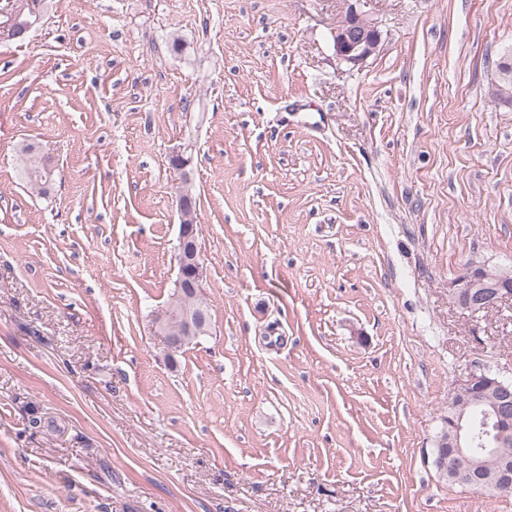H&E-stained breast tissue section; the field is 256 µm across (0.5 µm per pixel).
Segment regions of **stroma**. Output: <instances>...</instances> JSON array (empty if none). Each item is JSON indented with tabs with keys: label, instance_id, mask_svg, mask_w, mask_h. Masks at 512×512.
<instances>
[{
	"label": "stroma",
	"instance_id": "stroma-1",
	"mask_svg": "<svg viewBox=\"0 0 512 512\" xmlns=\"http://www.w3.org/2000/svg\"><path fill=\"white\" fill-rule=\"evenodd\" d=\"M340 6L0 0V512H512L434 454L512 375V307L449 295L512 268V0H369L355 66ZM185 178L211 327L170 362ZM369 0H341L332 49L339 62L356 65L373 55L381 41L378 25L364 10ZM23 171L26 175L30 185L42 193L46 190V181L43 180L44 164L39 159L38 155L33 153L31 145H25L21 149ZM453 302L472 316L500 308L512 300V283L502 268L473 263L451 282Z\"/></svg>",
	"mask_w": 512,
	"mask_h": 512
}]
</instances>
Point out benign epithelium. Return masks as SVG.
<instances>
[{
	"label": "benign epithelium",
	"mask_w": 512,
	"mask_h": 512,
	"mask_svg": "<svg viewBox=\"0 0 512 512\" xmlns=\"http://www.w3.org/2000/svg\"><path fill=\"white\" fill-rule=\"evenodd\" d=\"M369 0H341L336 25L331 29L332 49L336 60L356 65L373 55L381 41L378 25L364 10ZM180 215L176 294L171 303L155 318L159 332L166 336V358L174 361L187 338L205 333L209 328V306L202 297L204 263L191 224L190 196L180 191L177 198ZM453 302L475 316L497 309L512 301V280L507 271L485 263H473L451 282ZM494 399L490 415L496 421V434L491 444L484 442L487 432L477 430L457 414L448 427V448L454 457L469 453L472 448L483 452L466 472H456L453 479L464 486L485 481L497 489L512 485V466L500 453L505 438L512 434V377L507 378L485 368L470 371L464 383L452 393L450 405L479 403Z\"/></svg>",
	"instance_id": "7a95c632"
}]
</instances>
